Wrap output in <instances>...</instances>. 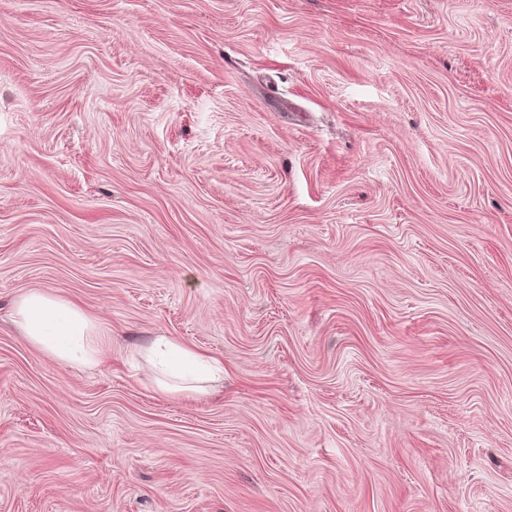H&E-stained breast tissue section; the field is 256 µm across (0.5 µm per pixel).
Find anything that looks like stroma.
Masks as SVG:
<instances>
[{"label": "stroma", "instance_id": "obj_1", "mask_svg": "<svg viewBox=\"0 0 512 512\" xmlns=\"http://www.w3.org/2000/svg\"><path fill=\"white\" fill-rule=\"evenodd\" d=\"M0 512H512V0H0ZM15 322L35 346L70 366H93L106 351L102 329L76 304L45 291L22 296ZM149 358L158 367L164 380L159 388L164 392H206L202 383L220 371L213 362L167 336H157L146 348Z\"/></svg>", "mask_w": 512, "mask_h": 512}]
</instances>
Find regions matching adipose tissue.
Segmentation results:
<instances>
[{
	"label": "adipose tissue",
	"instance_id": "adipose-tissue-1",
	"mask_svg": "<svg viewBox=\"0 0 512 512\" xmlns=\"http://www.w3.org/2000/svg\"><path fill=\"white\" fill-rule=\"evenodd\" d=\"M15 322L35 346L70 366H93L106 351L97 322L76 304L44 291L22 296L15 306ZM158 367L165 392L203 393V384L216 365L175 340L158 336L146 349Z\"/></svg>",
	"mask_w": 512,
	"mask_h": 512
}]
</instances>
